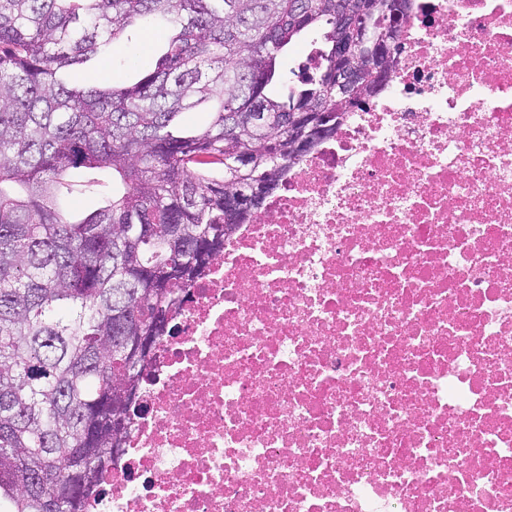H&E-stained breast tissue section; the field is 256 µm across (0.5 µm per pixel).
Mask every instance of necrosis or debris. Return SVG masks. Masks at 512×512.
I'll list each match as a JSON object with an SVG mask.
<instances>
[{
  "label": "necrosis or debris",
  "mask_w": 512,
  "mask_h": 512,
  "mask_svg": "<svg viewBox=\"0 0 512 512\" xmlns=\"http://www.w3.org/2000/svg\"><path fill=\"white\" fill-rule=\"evenodd\" d=\"M179 297L96 512H512V0H414ZM392 18L384 26L383 33L373 38L371 55L367 57V67L374 72V76L383 80L388 75V62L391 60L397 47L399 36L392 30Z\"/></svg>",
  "instance_id": "1"
}]
</instances>
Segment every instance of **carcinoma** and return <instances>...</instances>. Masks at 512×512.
Returning <instances> with one entry per match:
<instances>
[{
    "mask_svg": "<svg viewBox=\"0 0 512 512\" xmlns=\"http://www.w3.org/2000/svg\"><path fill=\"white\" fill-rule=\"evenodd\" d=\"M356 0H0V512H89L130 430L137 336L304 158L291 117L336 104ZM170 26L152 70L85 86L130 28ZM315 36L295 76L282 54ZM382 83L367 75L364 105ZM209 120L186 130L200 107ZM104 188L67 206L75 176ZM256 197L233 210L225 196Z\"/></svg>",
    "mask_w": 512,
    "mask_h": 512,
    "instance_id": "obj_1",
    "label": "carcinoma"
}]
</instances>
